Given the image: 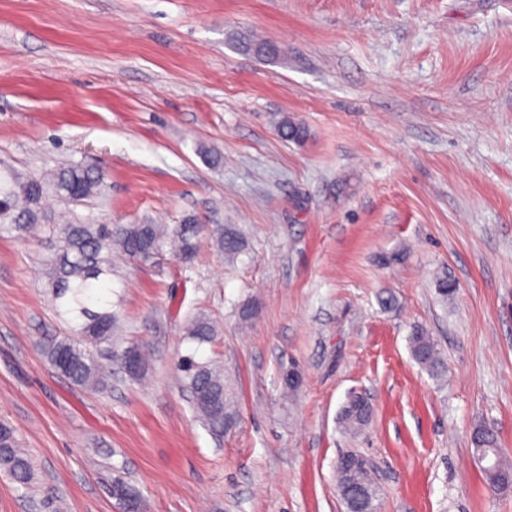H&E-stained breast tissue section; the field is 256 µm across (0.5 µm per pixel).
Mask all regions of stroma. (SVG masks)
Here are the masks:
<instances>
[{
  "instance_id": "stroma-1",
  "label": "stroma",
  "mask_w": 512,
  "mask_h": 512,
  "mask_svg": "<svg viewBox=\"0 0 512 512\" xmlns=\"http://www.w3.org/2000/svg\"><path fill=\"white\" fill-rule=\"evenodd\" d=\"M68 163L107 175L77 215H193L247 246L114 260L117 334L148 362L98 393L41 352L70 333L49 240L0 229V419L36 474L24 493L0 472V512L46 486L63 512H118L116 478L145 512H345L349 448L380 512H512L470 441L490 425L512 457V0H0V177ZM197 316L213 342L187 340ZM417 325L444 377L412 359ZM188 353L224 371V437L181 388ZM354 390L373 414L353 434ZM371 416L372 407L368 398L364 395V400L358 402L357 393H349L340 412V418L345 427L358 430L369 422Z\"/></svg>"
}]
</instances>
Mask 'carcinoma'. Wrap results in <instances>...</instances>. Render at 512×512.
<instances>
[{
  "mask_svg": "<svg viewBox=\"0 0 512 512\" xmlns=\"http://www.w3.org/2000/svg\"><path fill=\"white\" fill-rule=\"evenodd\" d=\"M278 134L293 141L308 136L305 126L283 116L277 121ZM104 172L79 164L57 169L45 182L15 179L0 182V223L25 235L46 231L54 239L50 256L45 259L48 286L56 307H65L72 315L71 335L55 337L42 344L41 351L58 374L74 386L84 389L105 388L112 380V365L100 360L102 345H112V330L118 321L112 311V254L118 252L133 261L147 262L171 245L176 257L188 264L207 235L214 248L228 258L237 257L245 248L240 232L222 225L201 224L193 216L178 224H97L90 218L74 217L64 224H44L36 214L47 193L69 206L103 194ZM188 338L198 344L214 339V328L204 318L186 326ZM413 359L433 376L446 372L445 359L439 355L433 337L416 328L409 338ZM176 369L184 390L190 393L196 417L216 436L224 434V420L236 419L233 397L224 386V374L211 362L196 359L195 354L178 358ZM372 416L369 400L358 401L352 393L342 406L340 418L345 427L358 430ZM471 444L489 488L493 492L512 488V464L499 446L498 433L486 425L477 426ZM0 471L28 491L35 482L29 455L19 446L14 428L0 421Z\"/></svg>",
  "mask_w": 512,
  "mask_h": 512,
  "instance_id": "1",
  "label": "carcinoma"
}]
</instances>
